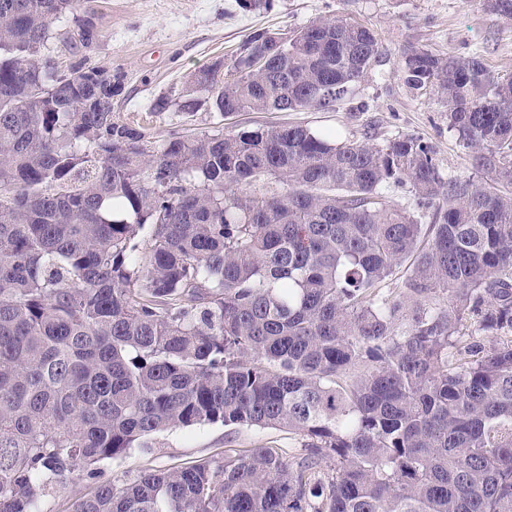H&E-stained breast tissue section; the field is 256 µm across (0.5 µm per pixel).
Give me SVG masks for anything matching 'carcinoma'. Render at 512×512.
<instances>
[{"label":"carcinoma","instance_id":"cac0c4a2","mask_svg":"<svg viewBox=\"0 0 512 512\" xmlns=\"http://www.w3.org/2000/svg\"><path fill=\"white\" fill-rule=\"evenodd\" d=\"M79 5L0 0V512H43L83 468L71 512H512V77L403 53L484 179L445 180L418 137L303 124L153 146L113 117L120 74L41 56ZM378 55L341 17L282 46L255 33L153 111H334ZM217 423L305 453L98 480L145 438Z\"/></svg>","mask_w":512,"mask_h":512}]
</instances>
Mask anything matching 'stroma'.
I'll return each mask as SVG.
<instances>
[{
	"label": "stroma",
	"instance_id": "1",
	"mask_svg": "<svg viewBox=\"0 0 512 512\" xmlns=\"http://www.w3.org/2000/svg\"><path fill=\"white\" fill-rule=\"evenodd\" d=\"M343 17L371 28L381 53L354 84L338 111L239 112L223 116L198 111L186 117L178 107L152 112L162 95L178 96L195 71L230 60L255 32L289 33L323 19ZM56 39L42 55L59 71L83 62L121 73L113 97L116 119L144 127L154 144L187 131L229 133L243 126L304 124L341 138L371 137L382 144L399 135L429 142L444 177L475 176L473 158L436 95L408 87L401 56L410 46L479 55L498 76L512 75V21L487 12L477 0H262L245 10L240 0H84V8L55 19ZM272 447L284 456L303 453L299 435L285 429L201 425L155 436L151 448H134L102 462L103 478L123 484L142 472L187 466L221 457L229 449Z\"/></svg>",
	"mask_w": 512,
	"mask_h": 512
}]
</instances>
